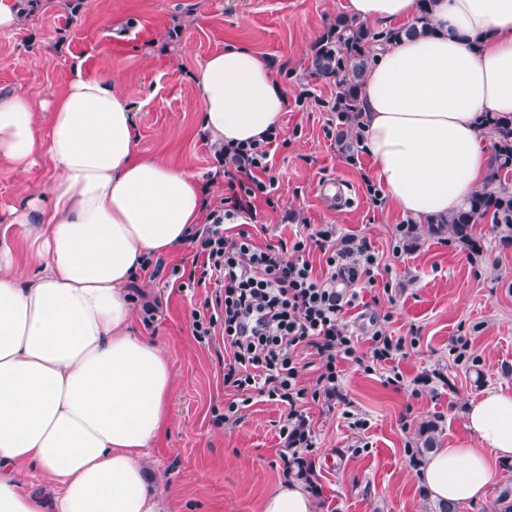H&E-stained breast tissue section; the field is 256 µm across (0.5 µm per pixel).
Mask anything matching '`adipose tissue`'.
Instances as JSON below:
<instances>
[{
    "mask_svg": "<svg viewBox=\"0 0 512 512\" xmlns=\"http://www.w3.org/2000/svg\"><path fill=\"white\" fill-rule=\"evenodd\" d=\"M359 22L409 24L417 0H347ZM433 31L378 47L360 95L366 151L385 196L419 224L457 213L488 180V113H512V0H432ZM210 142H248L281 123L287 98L267 59L227 46L192 73ZM128 94L74 64L47 102L0 92V161L46 186L0 223V512H173L144 465L168 430L174 373L156 341L134 335L128 284L147 255L203 221L193 175L140 153ZM38 271H18L14 238ZM472 441L433 449L420 477L432 499L467 505L512 457V395L468 405ZM50 480L24 489L21 469ZM261 512H315L294 479Z\"/></svg>",
    "mask_w": 512,
    "mask_h": 512,
    "instance_id": "1",
    "label": "adipose tissue"
}]
</instances>
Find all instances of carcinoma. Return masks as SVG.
Listing matches in <instances>:
<instances>
[{
	"label": "carcinoma",
	"mask_w": 512,
	"mask_h": 512,
	"mask_svg": "<svg viewBox=\"0 0 512 512\" xmlns=\"http://www.w3.org/2000/svg\"><path fill=\"white\" fill-rule=\"evenodd\" d=\"M431 0H418L416 22L408 27L386 32V38L397 39L425 35L431 32L429 4ZM380 45V33L373 32L364 23L351 18H339L315 45L313 69L315 75L336 79V98L333 111L343 113L344 125L355 131L354 141L343 142L344 150L361 142L362 101L360 88L373 62V48ZM494 131V166L490 181L468 200L466 207L446 217L429 222L432 235L448 234L462 245L476 249L473 225L483 219L503 232L512 233V187L501 180V172L512 171V114L497 115L489 119ZM437 425L429 422L420 431L421 451L437 447Z\"/></svg>",
	"instance_id": "obj_1"
}]
</instances>
